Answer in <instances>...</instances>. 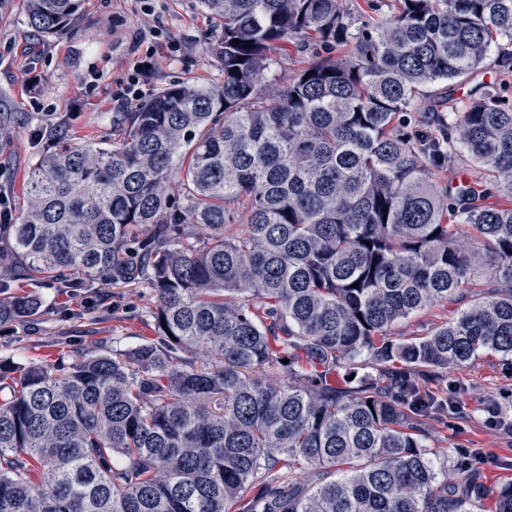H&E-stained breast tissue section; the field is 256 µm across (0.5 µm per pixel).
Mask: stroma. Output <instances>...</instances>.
<instances>
[{"instance_id":"stroma-1","label":"stroma","mask_w":512,"mask_h":512,"mask_svg":"<svg viewBox=\"0 0 512 512\" xmlns=\"http://www.w3.org/2000/svg\"><path fill=\"white\" fill-rule=\"evenodd\" d=\"M155 29L169 32L175 49L157 48ZM213 31L199 0H82L75 20L54 35L28 26L22 0H0V125L8 129L0 137V195L13 206L21 200L27 174L41 155L37 130L54 131L74 145L111 141L122 114L134 109L122 92L146 54L154 56L140 78L147 97L175 80L221 81L217 63L205 51ZM32 74L39 78L33 87L27 83ZM101 291L106 301L84 311L70 304L65 291L42 289L44 305L37 316L0 325V359L54 358L97 343L133 346L151 336L149 288L106 284ZM469 304L463 298L431 305L395 331L405 337L424 334ZM452 381L459 386L461 411L424 419L436 468L455 481L476 471L491 487L512 480V436L491 426L485 412L495 400L512 415V362L485 354L461 369L416 377L415 384L443 399ZM463 448L488 456V463L463 467Z\"/></svg>"}]
</instances>
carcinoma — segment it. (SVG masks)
I'll use <instances>...</instances> for the list:
<instances>
[{
    "instance_id": "carcinoma-1",
    "label": "carcinoma",
    "mask_w": 512,
    "mask_h": 512,
    "mask_svg": "<svg viewBox=\"0 0 512 512\" xmlns=\"http://www.w3.org/2000/svg\"><path fill=\"white\" fill-rule=\"evenodd\" d=\"M80 3L25 0L28 25ZM200 3L224 80L50 148L3 227L0 283L144 281L154 310L132 348L0 360V512H512V481L439 475L401 375L512 358V94L449 93L446 119L426 94L512 68V0H383L367 22L348 0ZM292 49L310 57L280 85ZM454 153L479 174L440 188ZM482 277L455 320L392 338ZM40 305L1 295L0 323ZM361 356L376 375L337 385ZM501 68L498 66L497 60L495 58V55H492L490 58H488L481 68L473 74L470 78L471 80L460 84L458 86H454L451 88L455 89V98H463L466 95H468L469 90L477 83L481 82L482 80L486 81L489 80L490 77L493 78H499L503 84H506L509 86V90L512 92V72H509L508 74H504L500 70ZM462 95H464L462 97Z\"/></svg>"
}]
</instances>
